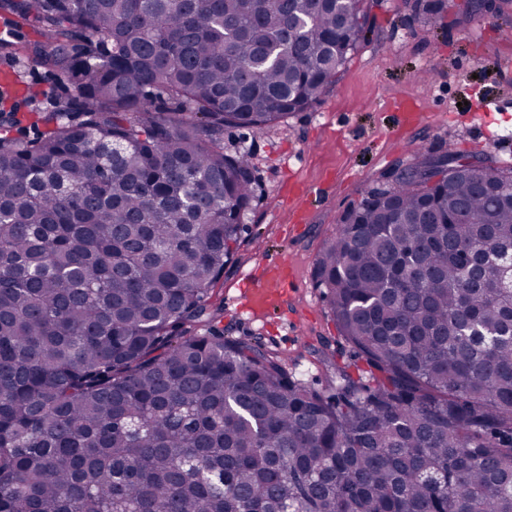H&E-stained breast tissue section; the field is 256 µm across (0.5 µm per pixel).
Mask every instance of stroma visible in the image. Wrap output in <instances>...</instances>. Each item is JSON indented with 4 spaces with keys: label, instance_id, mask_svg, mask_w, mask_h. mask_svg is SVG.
Segmentation results:
<instances>
[{
    "label": "stroma",
    "instance_id": "obj_1",
    "mask_svg": "<svg viewBox=\"0 0 512 512\" xmlns=\"http://www.w3.org/2000/svg\"><path fill=\"white\" fill-rule=\"evenodd\" d=\"M369 28L336 82L312 108L264 133L224 131V145L252 156L256 193L238 260L218 294L225 335L254 339L286 356L288 369L317 390L332 366L362 377L365 363L339 335L313 281L325 241L343 214L417 152L455 148L512 166V25L487 16L435 37L411 0H367ZM15 30L0 62L11 65L37 100L6 99L0 113L52 112L64 98L56 76L27 63L19 46L39 27L0 12ZM417 100L420 122H403L402 102Z\"/></svg>",
    "mask_w": 512,
    "mask_h": 512
}]
</instances>
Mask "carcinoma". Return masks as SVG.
Segmentation results:
<instances>
[{"instance_id":"cac0c4a2","label":"carcinoma","mask_w":512,"mask_h":512,"mask_svg":"<svg viewBox=\"0 0 512 512\" xmlns=\"http://www.w3.org/2000/svg\"><path fill=\"white\" fill-rule=\"evenodd\" d=\"M0 9L70 92L0 116V512H512L511 169L424 153L341 217L314 278L375 386L217 327L256 184L224 128L316 103L363 0Z\"/></svg>"}]
</instances>
